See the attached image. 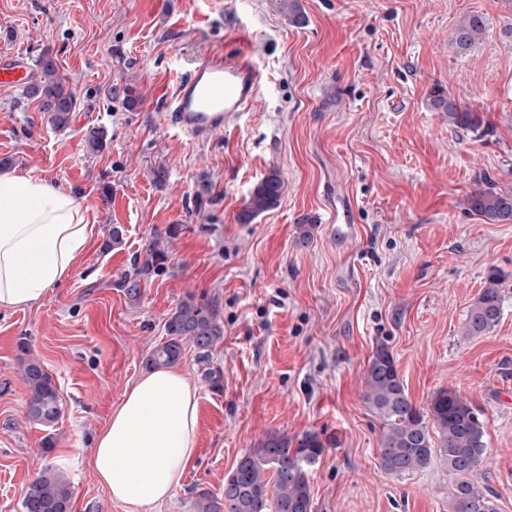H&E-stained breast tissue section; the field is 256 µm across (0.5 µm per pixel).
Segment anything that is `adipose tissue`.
<instances>
[{
	"instance_id": "obj_1",
	"label": "adipose tissue",
	"mask_w": 512,
	"mask_h": 512,
	"mask_svg": "<svg viewBox=\"0 0 512 512\" xmlns=\"http://www.w3.org/2000/svg\"><path fill=\"white\" fill-rule=\"evenodd\" d=\"M96 224L80 195L0 173V308L31 306L73 271ZM199 397L177 369L141 375L99 432L93 466L128 512H154L183 482L198 443Z\"/></svg>"
}]
</instances>
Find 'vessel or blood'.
<instances>
[{"mask_svg": "<svg viewBox=\"0 0 512 512\" xmlns=\"http://www.w3.org/2000/svg\"><path fill=\"white\" fill-rule=\"evenodd\" d=\"M257 90V71L247 55L204 60L176 86L173 124L197 137L223 129L251 107Z\"/></svg>", "mask_w": 512, "mask_h": 512, "instance_id": "1", "label": "vessel or blood"}]
</instances>
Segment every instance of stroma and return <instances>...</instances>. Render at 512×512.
Segmentation results:
<instances>
[{
    "label": "stroma",
    "mask_w": 512,
    "mask_h": 512,
    "mask_svg": "<svg viewBox=\"0 0 512 512\" xmlns=\"http://www.w3.org/2000/svg\"><path fill=\"white\" fill-rule=\"evenodd\" d=\"M300 4L296 26L278 0H0V61L31 69L49 53L79 101L59 131L23 85H0V171L79 192L98 224L67 279L34 305L0 309V512H22L49 467L68 479L72 512H127L96 478L95 439L190 297L219 311L223 387L184 350L197 451L155 512H194L197 488L222 495L239 456L274 431L337 441L309 470L313 512H449L440 458L405 476L379 464L383 427L363 393L381 342L418 408L452 388L479 409L488 462L478 480L498 512H512V224L486 223L468 204L478 190L512 193V0ZM474 13L485 34L458 53L449 35ZM242 52L259 80L249 112L206 138L172 126L179 79ZM437 85L478 128L429 109ZM98 129L106 143L93 155L85 138ZM273 169L279 206L240 223ZM343 198L346 224L336 221ZM305 216L316 226L304 247ZM156 239L168 259L131 300L123 276ZM492 274L502 318L465 337ZM26 348L58 387L62 416L50 428L25 417Z\"/></svg>",
    "instance_id": "1"
}]
</instances>
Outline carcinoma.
Wrapping results in <instances>:
<instances>
[{"mask_svg": "<svg viewBox=\"0 0 512 512\" xmlns=\"http://www.w3.org/2000/svg\"><path fill=\"white\" fill-rule=\"evenodd\" d=\"M485 33V21L470 16L452 36L460 53L467 51ZM37 79L27 85L24 98L37 102L39 111L48 115L56 130L69 127L76 111L77 99L66 88L65 78L48 53L37 60ZM431 108L448 116L458 125L476 122L472 113L460 108L445 90L437 85L429 92ZM283 181L270 170L253 188L238 216L242 224L251 223L258 215L279 205ZM471 210L489 224L512 223V194L478 191L468 199ZM165 250L154 244L142 262L135 263L132 274L123 284L129 298L139 296V278L163 265ZM502 319V297L499 282L490 277L469 306L462 324L466 337L481 336L495 328ZM166 341L159 344L147 359L151 368L176 364L185 346L195 351L198 372L212 388L222 387V370L212 364V350L223 336L218 311L193 300L182 302L165 323ZM21 376L28 388L26 418L51 427L62 413L58 388L44 365L35 357L21 359ZM365 401L379 415L383 439L379 449L382 469L394 475H409L425 468L433 455L448 466L452 476L450 512H497L494 495L476 483L481 466L487 461L486 429L480 412L454 389L435 392L427 410L417 408L409 400L396 360L384 343L372 351L365 373ZM314 431L288 436L280 432L268 434L257 447L245 451L235 467L224 478V496L218 498L206 490H193L194 512H312L309 468L325 447ZM72 494L67 481L57 470L46 469L28 487L22 499L23 512H71Z\"/></svg>", "mask_w": 512, "mask_h": 512, "instance_id": "cac0c4a2", "label": "carcinoma"}]
</instances>
